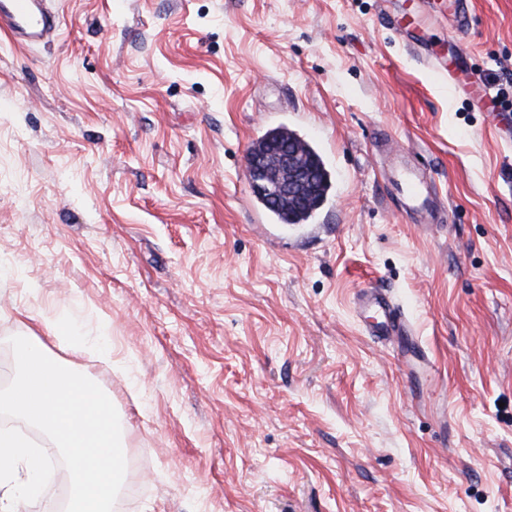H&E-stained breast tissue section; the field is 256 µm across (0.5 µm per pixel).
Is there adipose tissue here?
<instances>
[{"label": "adipose tissue", "instance_id": "1", "mask_svg": "<svg viewBox=\"0 0 512 512\" xmlns=\"http://www.w3.org/2000/svg\"><path fill=\"white\" fill-rule=\"evenodd\" d=\"M23 466L26 480L17 488L18 499L38 497L51 469L50 458L32 446L19 432L0 430V483L11 478L15 466Z\"/></svg>", "mask_w": 512, "mask_h": 512}]
</instances>
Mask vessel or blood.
I'll return each instance as SVG.
<instances>
[{
    "mask_svg": "<svg viewBox=\"0 0 512 512\" xmlns=\"http://www.w3.org/2000/svg\"><path fill=\"white\" fill-rule=\"evenodd\" d=\"M45 0H0V27L9 31L17 43L31 45L48 38L57 31L59 20L45 8ZM439 70L447 74L448 84L454 89H466L480 100L488 99L487 86L470 79L458 57L439 63ZM393 180L399 187L403 203L418 211L423 218L442 223L446 216L435 206L436 195L430 189L429 178L423 168L409 155L396 157L392 164ZM361 308L374 312L378 320L370 325L371 336L386 340L408 333L409 326L403 313L385 295L373 289L364 290L359 298Z\"/></svg>",
    "mask_w": 512,
    "mask_h": 512,
    "instance_id": "b4317fda",
    "label": "vessel or blood"
}]
</instances>
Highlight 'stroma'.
Masks as SVG:
<instances>
[{"instance_id": "1", "label": "stroma", "mask_w": 512, "mask_h": 512, "mask_svg": "<svg viewBox=\"0 0 512 512\" xmlns=\"http://www.w3.org/2000/svg\"><path fill=\"white\" fill-rule=\"evenodd\" d=\"M47 5L50 42L0 33V387L35 335L111 394L140 461L114 512H512V110L452 93L387 21L493 88L512 0H472L462 33L444 0ZM278 125L330 174L303 224L247 177ZM383 135L449 223L405 208ZM365 288L410 335H369ZM12 425L52 459L20 512H60L56 446Z\"/></svg>"}]
</instances>
